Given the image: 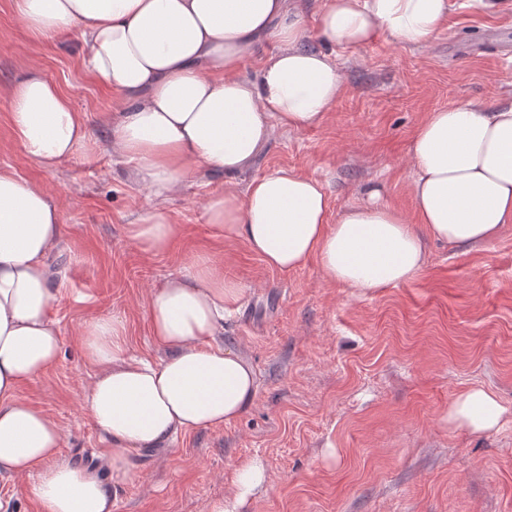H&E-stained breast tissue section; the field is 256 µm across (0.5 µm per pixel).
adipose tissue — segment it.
<instances>
[{
    "label": "adipose tissue",
    "instance_id": "obj_1",
    "mask_svg": "<svg viewBox=\"0 0 512 512\" xmlns=\"http://www.w3.org/2000/svg\"><path fill=\"white\" fill-rule=\"evenodd\" d=\"M42 39L69 36L85 69L119 94L108 138L95 143L87 117L39 76L0 91L16 141L41 168L101 150L122 158L151 209L125 236L159 254L181 234L165 209L182 184L221 174L224 189L204 208L215 236L243 241L285 273L317 259L326 281L366 294L416 277L428 241L485 244L512 224V100L461 103L428 114L409 157L414 218L382 202L380 190L329 221L328 196L305 174L279 169L251 177L277 128L321 124L344 89L342 53L389 35L427 46L443 29L449 0H14ZM315 28H308V19ZM320 39L310 47L311 39ZM257 58L254 76L243 73ZM62 235L60 204L41 185L0 169V478L34 476L41 512H113L115 489L137 452L179 435L224 426L253 405L251 363L222 341L224 320L244 288L207 255L188 273L149 290L151 342L131 351L121 318L80 324L94 370L84 412L110 447L89 466L60 455L61 425L23 398L60 357L51 315L56 293L47 263ZM505 409L482 388L449 403V426L494 430Z\"/></svg>",
    "mask_w": 512,
    "mask_h": 512
}]
</instances>
